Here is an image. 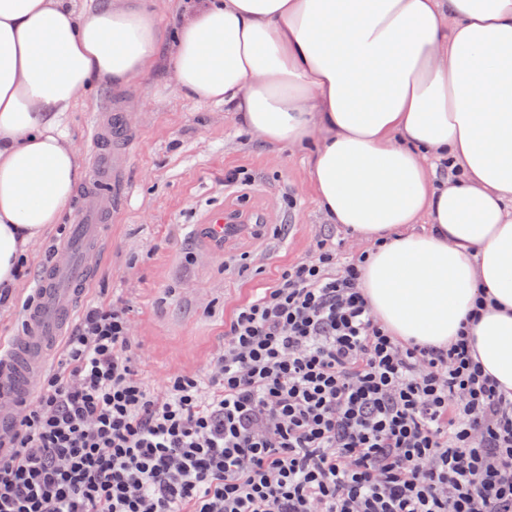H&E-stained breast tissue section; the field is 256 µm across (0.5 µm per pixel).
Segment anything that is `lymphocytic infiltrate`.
I'll return each instance as SVG.
<instances>
[{"label": "lymphocytic infiltrate", "mask_w": 512, "mask_h": 512, "mask_svg": "<svg viewBox=\"0 0 512 512\" xmlns=\"http://www.w3.org/2000/svg\"><path fill=\"white\" fill-rule=\"evenodd\" d=\"M319 239L224 324L202 370L151 385L130 301L88 305L0 435V512H512V392L470 325L403 341Z\"/></svg>", "instance_id": "lymphocytic-infiltrate-1"}]
</instances>
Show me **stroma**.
I'll list each match as a JSON object with an SVG mask.
<instances>
[{
  "mask_svg": "<svg viewBox=\"0 0 512 512\" xmlns=\"http://www.w3.org/2000/svg\"><path fill=\"white\" fill-rule=\"evenodd\" d=\"M111 111L127 132L113 145L128 152V190L82 302L106 303L116 294L132 301V334L150 381L209 363L224 342L225 320L251 293L256 267L274 273L310 255L324 236L348 251L367 248L358 235L325 222L309 180L308 149L257 145L234 113L179 96L161 73L122 90H93L68 114L84 169L92 167L93 124ZM239 168L250 182L225 185V173ZM287 194L295 200L290 209ZM217 213L245 224V231L212 245L206 226ZM76 217L69 208L61 224L49 225L30 245L27 272L0 305V343L19 332L22 304Z\"/></svg>",
  "mask_w": 512,
  "mask_h": 512,
  "instance_id": "1",
  "label": "stroma"
}]
</instances>
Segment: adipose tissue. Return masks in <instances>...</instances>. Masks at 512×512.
<instances>
[{"mask_svg":"<svg viewBox=\"0 0 512 512\" xmlns=\"http://www.w3.org/2000/svg\"><path fill=\"white\" fill-rule=\"evenodd\" d=\"M0 0V288L86 175L66 113L167 62V83L230 106L262 146H311L328 221L377 242L362 275L394 334L475 324L512 391V0ZM425 232H417L418 224Z\"/></svg>","mask_w":512,"mask_h":512,"instance_id":"ef3b65f1","label":"adipose tissue"}]
</instances>
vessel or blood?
<instances>
[{
  "mask_svg": "<svg viewBox=\"0 0 512 512\" xmlns=\"http://www.w3.org/2000/svg\"><path fill=\"white\" fill-rule=\"evenodd\" d=\"M92 138L100 150L93 158L95 175L83 190L85 202L69 238L59 246L55 262L43 269L32 288L36 301L24 314L17 336L0 349V427L10 428L31 392L30 374L42 371L56 352L77 303L91 277L89 257L100 248L103 219L125 190V155L112 150V120H97Z\"/></svg>",
  "mask_w": 512,
  "mask_h": 512,
  "instance_id": "1",
  "label": "vessel or blood"
}]
</instances>
